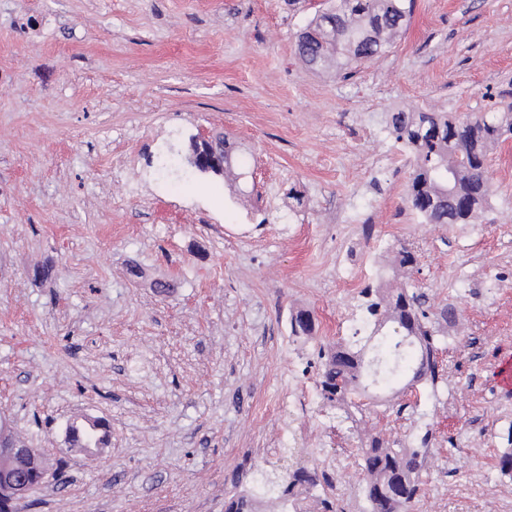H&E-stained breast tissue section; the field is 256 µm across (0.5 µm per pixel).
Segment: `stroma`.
<instances>
[{
  "label": "stroma",
  "instance_id": "1",
  "mask_svg": "<svg viewBox=\"0 0 512 512\" xmlns=\"http://www.w3.org/2000/svg\"><path fill=\"white\" fill-rule=\"evenodd\" d=\"M327 5L0 0V418L49 463L18 512H224L288 448L347 460L335 497L367 512L356 444L318 411V351L352 335L360 289L403 245L418 264L395 283L453 303L462 327L437 343L439 386L400 376L365 422L425 447L410 512H512L495 466L512 391L493 378L512 356V139L490 152L476 223L424 224L383 119L512 103V0H414L389 52L349 74L296 54ZM219 134L248 194L212 172L158 179L169 138L187 156ZM353 210L372 223L340 221ZM76 414L110 427L95 461L70 445Z\"/></svg>",
  "mask_w": 512,
  "mask_h": 512
}]
</instances>
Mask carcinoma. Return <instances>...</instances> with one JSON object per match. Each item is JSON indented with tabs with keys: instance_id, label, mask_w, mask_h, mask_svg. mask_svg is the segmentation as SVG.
Instances as JSON below:
<instances>
[{
	"instance_id": "obj_1",
	"label": "carcinoma",
	"mask_w": 512,
	"mask_h": 512,
	"mask_svg": "<svg viewBox=\"0 0 512 512\" xmlns=\"http://www.w3.org/2000/svg\"><path fill=\"white\" fill-rule=\"evenodd\" d=\"M413 0H332L315 13L303 29L305 41L297 45L301 62L311 70H349L372 61L392 47L406 29ZM385 123L395 141L414 158V169L405 201L424 224L473 223L490 204L492 189L487 178L490 150L512 137V104L502 110L461 118L451 112H388ZM224 153L220 170L240 180L242 173L233 157V147L214 146ZM416 264V254L403 246L395 255V271L407 273ZM362 302L354 314L359 328L350 339L330 344L321 353L322 364L316 390L322 408L343 411L342 422L352 419L350 408L361 407L367 396L368 368L390 380L416 367L408 382L436 383L437 337L443 335L455 306L430 304L423 292L405 288H373L361 291ZM315 328L313 316L300 309L290 317L291 335L309 336ZM368 512H409L422 484L420 451L399 441L368 434L358 446ZM253 491L229 499L225 512H254L257 498L271 496L283 512H300V496L321 488L324 512H336L333 483L326 472L291 466L288 471L259 469L253 474Z\"/></svg>"
}]
</instances>
